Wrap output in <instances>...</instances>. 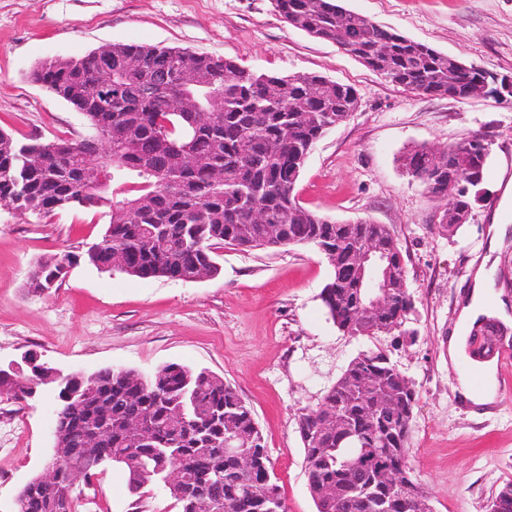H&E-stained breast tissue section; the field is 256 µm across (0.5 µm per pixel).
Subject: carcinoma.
Segmentation results:
<instances>
[{
  "instance_id": "obj_1",
  "label": "carcinoma",
  "mask_w": 512,
  "mask_h": 512,
  "mask_svg": "<svg viewBox=\"0 0 512 512\" xmlns=\"http://www.w3.org/2000/svg\"><path fill=\"white\" fill-rule=\"evenodd\" d=\"M285 22L304 24L323 40L351 29L348 53L370 70L404 89L445 97L462 79L484 78L485 71L459 58L411 40L363 17L344 11L336 0H275ZM395 51L379 66L373 50L381 41ZM112 63L90 53L55 58L32 71L33 81L80 112L99 137V158L112 163V180L95 188L87 180L85 139L20 141L0 130V203L21 214L46 215L82 208L110 216L103 235L86 251H65L42 259L28 287L40 291L80 263L132 277L183 280L205 270L214 277L224 244L242 249L309 245L325 256L331 272L322 303L337 329L350 336L371 337L400 328L412 308L405 260L384 224L339 223L303 206L296 186L316 142L345 122L357 100L347 84L328 83L318 75L281 76L254 71L235 60L199 54L185 48L114 44ZM129 57L141 62L137 72H121ZM168 81L160 85L159 77ZM112 83V110L96 105L100 86ZM211 97L222 100L209 121L196 113ZM187 146L195 165L183 166L176 147ZM407 174L418 179L430 200L451 212L445 234L468 218L471 201L484 184H475L470 162L455 145L438 154L414 149L402 157ZM458 189L448 191V184ZM276 226L271 240L267 227ZM377 239L390 257L389 307L377 316L362 308L367 282L359 281L345 257ZM52 367L39 362L18 373L0 375V396L22 402L33 389L50 384ZM62 414L58 443L79 458L85 438L107 429L94 478L105 468L127 474L133 512H142L153 487L163 489L178 512H235L234 505L252 499L244 512H269L267 501L282 499L273 479L262 432L250 407L235 388L210 371L172 363L150 374L104 368L75 374L54 390ZM416 392L382 353L350 361L324 393L317 407L302 413L297 426L304 447L305 473L316 512H405L410 490L428 494L410 476L409 436ZM141 415L149 421L140 441L124 426ZM235 429L249 441L254 469L243 472L224 451L226 431ZM179 467L182 485L166 486L165 472ZM74 476L63 468L57 482L40 477L21 489L23 512H48V497L68 503ZM326 485L339 488L340 500L322 499Z\"/></svg>"
}]
</instances>
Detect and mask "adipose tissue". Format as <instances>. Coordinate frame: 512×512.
<instances>
[{
	"instance_id": "adipose-tissue-1",
	"label": "adipose tissue",
	"mask_w": 512,
	"mask_h": 512,
	"mask_svg": "<svg viewBox=\"0 0 512 512\" xmlns=\"http://www.w3.org/2000/svg\"><path fill=\"white\" fill-rule=\"evenodd\" d=\"M489 255L475 269L471 278V288L468 291L459 311L455 331L445 338L443 347L448 355L449 367H458L465 358V343L468 332L475 326L477 320L483 315H494L501 321L512 320V307L501 300L496 291L494 278L493 253L500 251L508 238L512 237V230L500 223L490 224L488 230ZM482 388H474L470 375L463 374L458 378L455 391L459 401L472 407H487L494 405L498 399L496 385V367L493 363L485 362L479 366Z\"/></svg>"
}]
</instances>
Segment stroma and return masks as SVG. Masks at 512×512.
<instances>
[{"mask_svg":"<svg viewBox=\"0 0 512 512\" xmlns=\"http://www.w3.org/2000/svg\"><path fill=\"white\" fill-rule=\"evenodd\" d=\"M337 3L465 63L512 75V0ZM115 43L187 48L354 87L358 110L317 143L297 197L331 220L388 225L405 258L413 307L402 329L344 335L321 300L328 262L302 245H225L219 275L193 282L81 265L35 293L27 288L35 263L84 250L109 216L73 209L39 217L0 205V360L33 352L66 373L150 372L171 363L208 369L250 406L288 512H316L298 417L352 359L380 351L416 392L409 465L434 512H487L495 492L512 483V366L496 371L491 413H470L457 399L442 341L470 288L472 264L487 253L492 217L512 225V206L501 203L503 182L512 178V102L404 90L335 43L289 26L275 0H0V128L20 140L85 135L83 116L30 73L43 61ZM474 134L488 146L490 195L474 203L468 224L438 234L437 207L405 174L401 157L417 145L443 149ZM53 404L48 387L21 403L0 397V512H14L20 488L55 453ZM125 481L123 471L107 469L83 487L78 512H128Z\"/></svg>","mask_w":512,"mask_h":512,"instance_id":"obj_1","label":"stroma"}]
</instances>
